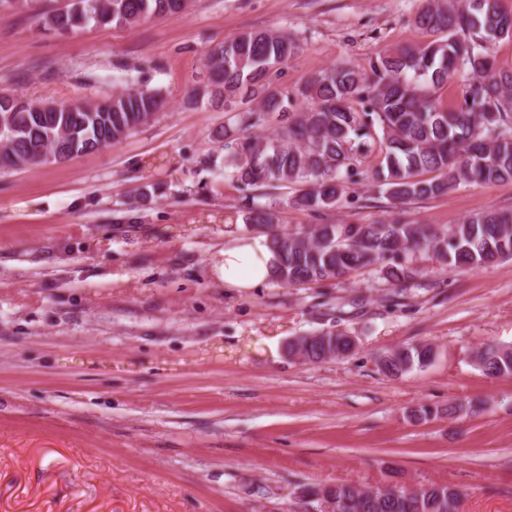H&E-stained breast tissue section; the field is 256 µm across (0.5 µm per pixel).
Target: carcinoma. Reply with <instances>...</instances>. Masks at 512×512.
I'll use <instances>...</instances> for the list:
<instances>
[{
  "label": "carcinoma",
  "mask_w": 512,
  "mask_h": 512,
  "mask_svg": "<svg viewBox=\"0 0 512 512\" xmlns=\"http://www.w3.org/2000/svg\"><path fill=\"white\" fill-rule=\"evenodd\" d=\"M187 6L188 0H74L73 8L44 23L67 30L91 20L133 25ZM413 25L433 40L376 56L368 73L350 64L327 69L298 96L280 82L298 52L282 30L245 31L207 53L201 95L222 105L236 94L245 99L246 108L224 124V177L243 192L240 208L253 230L276 223L275 205H258L252 194L264 186L294 189L289 204L319 214L352 203L349 185L368 178L377 193L400 205L444 195L461 183H512V71L499 69L490 52L494 42L512 39V13L502 11L499 0H424ZM461 71L468 76L462 101L438 108L435 93ZM43 105L0 95L1 167L56 161L68 144L82 150L118 141L154 117L164 100L147 89H129L91 112H45ZM268 126L272 137L261 134ZM374 152L382 160L370 174L360 166ZM433 172L438 176L422 178ZM265 237L276 258L270 281L279 286L378 267L395 287L415 278L409 255L417 251H430L453 269L512 258V212H478L451 228L393 218ZM351 351L346 336L329 331L288 354L318 363ZM432 354L430 345L417 344L384 356L380 367L400 376L426 366ZM477 362L491 375L512 376L511 347L489 345ZM300 496L333 512H448L449 501L463 493L430 484L371 498L353 484L336 483L305 487Z\"/></svg>",
  "instance_id": "obj_1"
}]
</instances>
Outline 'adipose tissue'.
Segmentation results:
<instances>
[{"label": "adipose tissue", "instance_id": "ef3b65f1", "mask_svg": "<svg viewBox=\"0 0 512 512\" xmlns=\"http://www.w3.org/2000/svg\"><path fill=\"white\" fill-rule=\"evenodd\" d=\"M274 256L265 238H236L225 244L214 270L228 288H250L270 279Z\"/></svg>", "mask_w": 512, "mask_h": 512}]
</instances>
